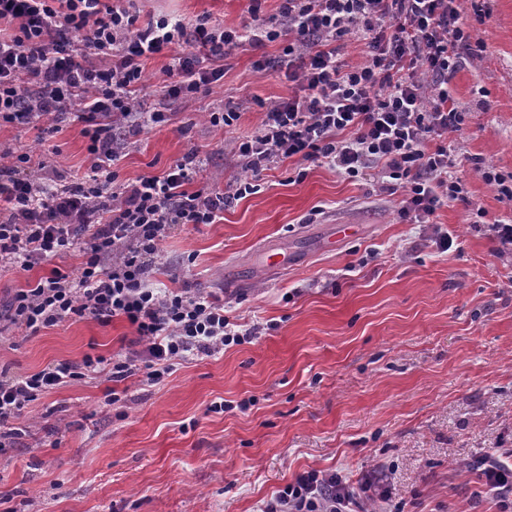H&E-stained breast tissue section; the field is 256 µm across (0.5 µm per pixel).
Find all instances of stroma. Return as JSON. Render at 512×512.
I'll return each mask as SVG.
<instances>
[{
    "instance_id": "35a3bbf8",
    "label": "stroma",
    "mask_w": 512,
    "mask_h": 512,
    "mask_svg": "<svg viewBox=\"0 0 512 512\" xmlns=\"http://www.w3.org/2000/svg\"><path fill=\"white\" fill-rule=\"evenodd\" d=\"M138 22L208 17L231 30L249 22L248 0H105ZM474 40L451 80L469 121L457 147L512 172V0H457ZM281 42L241 40L220 82L190 96L163 90L169 55L147 63L136 95L168 123L126 135L116 182L161 174L190 150L205 182L241 175L231 143L252 134L265 104L295 94L275 61ZM269 58L273 67L257 68ZM237 125L211 126L216 108ZM79 112L44 140L37 127L0 125V151L40 157L37 182L55 186L89 172ZM455 174L468 202L435 220L458 236L443 253L430 233L398 216L399 197L374 178L350 181L319 163L265 170L260 190L224 208L221 221L181 224L159 245L153 277L164 288L222 289L235 321L264 329L252 343L177 365L162 382L86 379L40 396L19 424L17 448L0 455V498L13 512H259L299 473L338 472L352 488L384 467L394 512H502L470 463L512 465V257L471 226V211L512 217L470 167ZM356 234L324 249L333 223ZM273 243L290 265H261ZM72 251L40 267L0 270V304L50 272L76 269ZM122 320L73 319L28 336L0 334V368L29 373L85 355L112 357L132 339ZM116 389L120 400L109 404ZM247 409H240L241 401ZM227 403L216 413L210 406Z\"/></svg>"
}]
</instances>
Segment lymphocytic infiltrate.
<instances>
[{"label": "lymphocytic infiltrate", "instance_id": "lymphocytic-infiltrate-1", "mask_svg": "<svg viewBox=\"0 0 512 512\" xmlns=\"http://www.w3.org/2000/svg\"><path fill=\"white\" fill-rule=\"evenodd\" d=\"M456 0H283L281 18L265 33L284 40L289 81L299 91L268 103L259 128L237 138L246 173L225 190L191 189L203 160L186 153L162 174L116 192L111 167L121 156L109 117L138 110L134 95L147 61L171 51L167 95L196 92L224 76L217 60L238 44L237 32L164 16L137 24L102 0H0V122L45 123L82 105L89 178L55 189L27 172L28 153H0V268L29 271L79 250L77 271L58 268L14 291L4 318L33 336L63 321H126L135 333L124 353L59 361L27 374L0 369V449L12 447L17 421L41 395L99 374L120 382L140 376L154 385L176 365L258 336L259 326L226 314L210 291L159 288L152 281L159 245L178 224H212L231 200L252 194L262 171L289 159L327 165L355 181L377 176L399 195L408 224H432L442 205L466 201L448 137L468 114L448 87L471 47L472 30ZM81 37L73 43L71 34ZM366 49L344 68L337 41ZM341 476L310 470L266 501L262 512H360Z\"/></svg>", "mask_w": 512, "mask_h": 512}]
</instances>
